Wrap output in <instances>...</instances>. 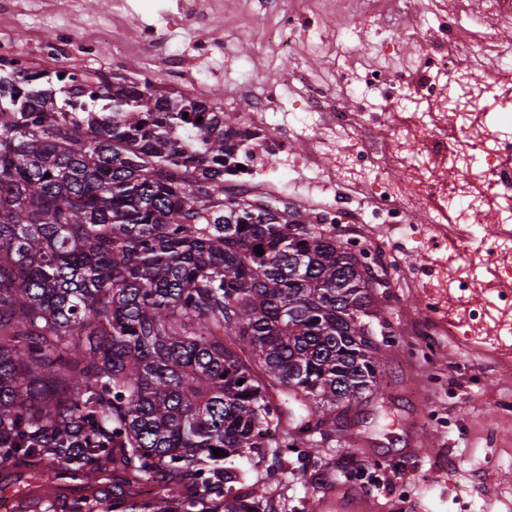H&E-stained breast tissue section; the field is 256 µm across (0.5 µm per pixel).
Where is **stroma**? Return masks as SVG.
I'll return each mask as SVG.
<instances>
[{"mask_svg": "<svg viewBox=\"0 0 512 512\" xmlns=\"http://www.w3.org/2000/svg\"><path fill=\"white\" fill-rule=\"evenodd\" d=\"M443 2V19L424 22L404 0H288L283 9L272 0H0V43H12L38 68L64 61L90 76L106 71L131 80L152 68L157 89L220 96L225 111L239 118L251 109V92L275 91L265 136L279 139L308 84L332 88L340 112H396L419 66L449 46L495 63L512 51V29L498 30L481 0H466L464 13L457 0ZM420 23L427 36L409 38ZM61 28L71 41L58 57L43 54L42 44ZM145 30L151 39L143 43ZM90 40L103 45L94 58L79 51ZM386 42L387 54L380 50ZM374 57L390 85L367 86L366 64ZM354 136L366 145L384 143L378 129L354 132L327 115L288 140L281 189L289 199L308 200L307 214L368 210L367 194L345 190L300 160L314 142L336 166L349 165ZM335 231L343 241L354 234L366 244L383 240L397 259L377 269L389 283L381 303L393 332L381 388L349 410L343 434L319 442L316 464L303 471L298 454H269L247 463L252 479L273 490L276 512H306L346 473L354 477L352 490L375 498L379 512H512V415L499 411L512 402V373L444 336L427 337L430 353H418L408 335L429 322L415 294L429 286L440 247L394 224H339ZM491 456L500 464L493 482L484 472Z\"/></svg>", "mask_w": 512, "mask_h": 512, "instance_id": "obj_1", "label": "stroma"}]
</instances>
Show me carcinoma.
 Listing matches in <instances>:
<instances>
[{"label": "carcinoma", "instance_id": "cac0c4a2", "mask_svg": "<svg viewBox=\"0 0 512 512\" xmlns=\"http://www.w3.org/2000/svg\"><path fill=\"white\" fill-rule=\"evenodd\" d=\"M239 145L217 100L0 60V475L83 485L63 512H274L242 460L310 463L379 389L388 283L224 192Z\"/></svg>", "mask_w": 512, "mask_h": 512}]
</instances>
